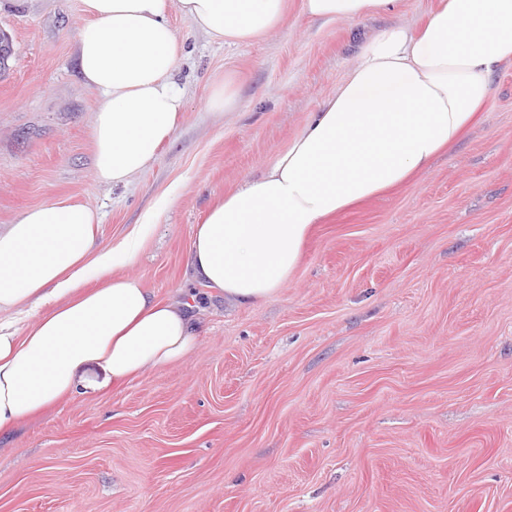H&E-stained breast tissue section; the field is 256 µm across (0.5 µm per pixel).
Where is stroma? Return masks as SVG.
Returning <instances> with one entry per match:
<instances>
[{
	"label": "stroma",
	"instance_id": "obj_1",
	"mask_svg": "<svg viewBox=\"0 0 512 512\" xmlns=\"http://www.w3.org/2000/svg\"><path fill=\"white\" fill-rule=\"evenodd\" d=\"M302 2L249 45L171 13L183 110L155 160L108 186L75 62L81 0H0V230L73 197L107 247L176 188L127 272L161 301L192 286L202 309L181 362L120 388L86 366L75 397L0 441V512H512V63L426 172L316 225L276 297L228 310L190 281L211 205L287 148L368 38L436 5L326 23ZM227 73L237 104L215 114Z\"/></svg>",
	"mask_w": 512,
	"mask_h": 512
}]
</instances>
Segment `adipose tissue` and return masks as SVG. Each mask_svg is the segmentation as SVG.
<instances>
[{"mask_svg": "<svg viewBox=\"0 0 512 512\" xmlns=\"http://www.w3.org/2000/svg\"><path fill=\"white\" fill-rule=\"evenodd\" d=\"M395 0H304L305 13L357 20ZM77 69L101 96L95 175L127 183L156 158L183 110L171 78L184 44L178 11L212 38L248 44L283 22L286 0H82ZM512 62V0H438L414 28L394 25L363 47L334 95L260 176L195 225L192 281L233 306L275 297L293 277L314 224L406 184L481 119ZM154 214L108 248L98 214L71 198L25 211L0 231V437L77 393L93 364L113 384L182 361L199 343L193 299H156L126 275ZM96 287H88L89 279Z\"/></svg>", "mask_w": 512, "mask_h": 512, "instance_id": "ef3b65f1", "label": "adipose tissue"}]
</instances>
